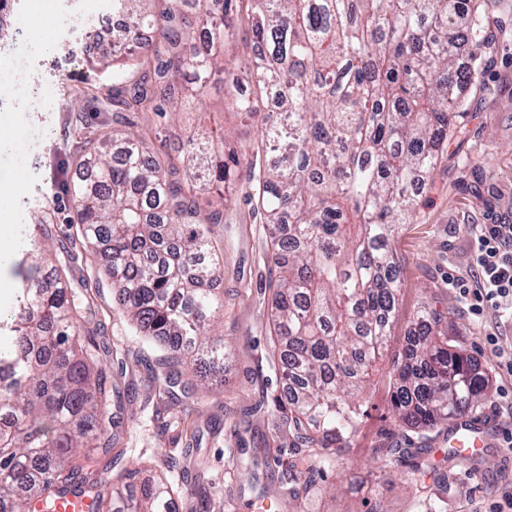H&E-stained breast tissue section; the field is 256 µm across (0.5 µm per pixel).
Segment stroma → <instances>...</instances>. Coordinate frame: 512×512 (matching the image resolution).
<instances>
[{"label":"stroma","mask_w":512,"mask_h":512,"mask_svg":"<svg viewBox=\"0 0 512 512\" xmlns=\"http://www.w3.org/2000/svg\"><path fill=\"white\" fill-rule=\"evenodd\" d=\"M11 0L0 19V305L9 302L26 272L17 255L18 228L50 227L53 250L80 233L75 203L65 190L71 179L77 138L93 140L133 123L148 132L157 150H177L198 114L112 112L100 103L120 78L89 62L87 39L56 26L55 15L72 12L93 20L109 14L110 0ZM489 45L482 54L483 82L465 90V115L421 193L412 223L402 225L392 247L399 265L401 298L391 342L371 375L364 415L348 473L332 470L303 501L288 497L290 464L305 465L309 447L279 429L283 391L270 335L268 233L251 197L248 170L235 176L233 200L215 229L214 245L224 257L214 286L224 315L217 332L230 347L224 360V392L203 396L196 384L176 387L170 410L153 418L155 394L169 367L164 350L134 330L113 299L99 259L86 246L68 266L72 288L84 307L87 328L103 327L109 362L123 372L116 381L133 401L123 409L118 460L109 463L92 449L94 477L115 482L135 466L143 476L172 485L204 487L224 512H512V372L502 366L488 334L512 345V312L487 309L475 317L449 288V275L470 277L471 231L476 224H512V0H492L486 11ZM52 42L37 53L34 38ZM208 128L228 132L239 145L256 143V128L235 113L210 112ZM25 180H18L19 172ZM430 305L448 318V343L473 356L488 379L487 400L465 421L487 425L488 444L466 464L448 458V428L425 435L399 426L392 411L391 360L413 330L415 312ZM412 455L388 459V448Z\"/></svg>","instance_id":"obj_1"}]
</instances>
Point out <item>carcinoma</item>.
<instances>
[{
	"label": "carcinoma",
	"mask_w": 512,
	"mask_h": 512,
	"mask_svg": "<svg viewBox=\"0 0 512 512\" xmlns=\"http://www.w3.org/2000/svg\"><path fill=\"white\" fill-rule=\"evenodd\" d=\"M125 20L130 53L112 74L140 78L112 89L128 112H161L211 89L255 121L265 156L224 139L190 135L180 156L153 152L129 130L107 134L80 156L68 184L84 244L99 252L116 302L139 333L187 361L208 393L224 372V339L210 327L221 263L212 251L224 223L226 184L247 166L271 242L269 288L275 350L286 388L288 430L326 450L350 453L370 369L387 347L400 279L392 249L416 210L421 186L463 116V91L476 84L485 46L477 0H112ZM246 19L250 51L224 55ZM207 25L206 44L192 45ZM466 47L469 61L458 50ZM241 70L251 95L224 74ZM211 195L210 209L199 199ZM46 234L24 233L29 264L0 328V512L50 506L85 484L94 512H176L197 487L149 480L134 491L90 480L73 462L80 448H110V408L125 395L111 383L96 333L81 324L61 263L48 260ZM418 334L393 358L391 406L419 431L476 412L486 379L476 359L448 345L442 316L414 315ZM336 466L322 453L288 495L305 493Z\"/></svg>",
	"instance_id": "obj_1"
}]
</instances>
